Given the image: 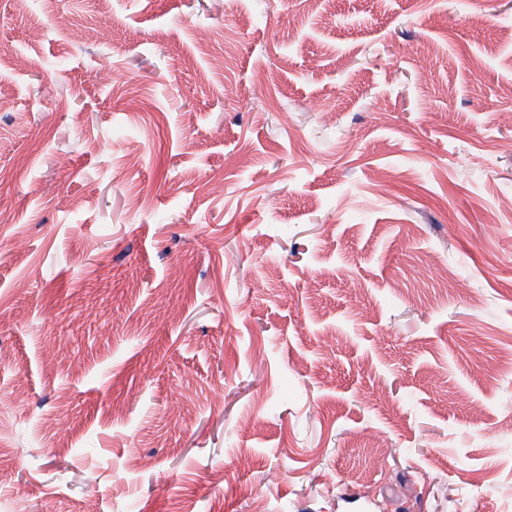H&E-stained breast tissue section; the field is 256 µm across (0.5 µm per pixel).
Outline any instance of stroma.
Returning a JSON list of instances; mask_svg holds the SVG:
<instances>
[{
    "label": "stroma",
    "instance_id": "35a3bbf8",
    "mask_svg": "<svg viewBox=\"0 0 512 512\" xmlns=\"http://www.w3.org/2000/svg\"><path fill=\"white\" fill-rule=\"evenodd\" d=\"M511 27L0 0V512H512Z\"/></svg>",
    "mask_w": 512,
    "mask_h": 512
}]
</instances>
